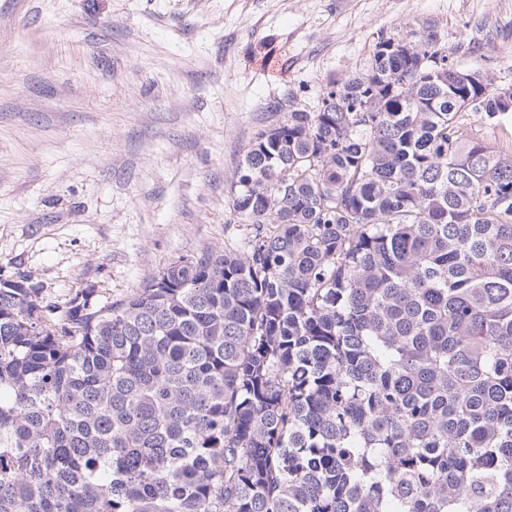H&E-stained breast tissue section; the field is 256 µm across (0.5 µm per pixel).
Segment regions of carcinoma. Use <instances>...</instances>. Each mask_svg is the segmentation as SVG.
Segmentation results:
<instances>
[{"mask_svg":"<svg viewBox=\"0 0 512 512\" xmlns=\"http://www.w3.org/2000/svg\"><path fill=\"white\" fill-rule=\"evenodd\" d=\"M512 88L383 39L248 142L224 251L0 279V512H512Z\"/></svg>","mask_w":512,"mask_h":512,"instance_id":"1","label":"carcinoma"}]
</instances>
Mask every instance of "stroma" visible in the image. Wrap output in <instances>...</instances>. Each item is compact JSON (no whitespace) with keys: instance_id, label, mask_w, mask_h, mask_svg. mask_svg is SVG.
<instances>
[{"instance_id":"stroma-1","label":"stroma","mask_w":512,"mask_h":512,"mask_svg":"<svg viewBox=\"0 0 512 512\" xmlns=\"http://www.w3.org/2000/svg\"><path fill=\"white\" fill-rule=\"evenodd\" d=\"M382 38L512 86V0H0V278L113 301L233 244L243 147Z\"/></svg>"}]
</instances>
